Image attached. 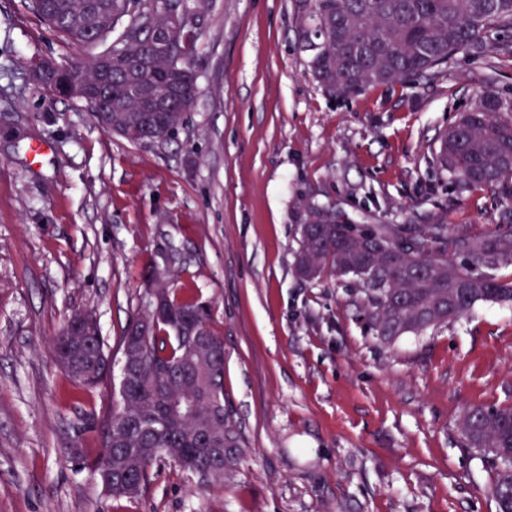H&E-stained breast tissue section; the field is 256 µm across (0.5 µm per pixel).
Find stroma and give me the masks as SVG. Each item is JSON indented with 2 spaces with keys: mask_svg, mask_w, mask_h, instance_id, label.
<instances>
[{
  "mask_svg": "<svg viewBox=\"0 0 512 512\" xmlns=\"http://www.w3.org/2000/svg\"><path fill=\"white\" fill-rule=\"evenodd\" d=\"M307 0H212L176 140L133 144L86 104L51 99L29 62L81 61L28 8L0 0V512H496L484 459L461 448L470 406L512 405V303L383 344L353 278L295 270L314 209L354 224L488 235L512 201L460 189L436 151L458 110L512 97V30L435 77L348 100L314 79L299 37ZM49 145L32 160L29 147ZM153 267L209 302L224 396L247 450L223 482L171 462L145 493L106 496L79 468L112 389L79 390L54 336L77 310L114 340Z\"/></svg>",
  "mask_w": 512,
  "mask_h": 512,
  "instance_id": "stroma-1",
  "label": "stroma"
}]
</instances>
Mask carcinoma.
<instances>
[{
  "label": "carcinoma",
  "instance_id": "obj_1",
  "mask_svg": "<svg viewBox=\"0 0 512 512\" xmlns=\"http://www.w3.org/2000/svg\"><path fill=\"white\" fill-rule=\"evenodd\" d=\"M176 4L195 22L180 26L162 42L148 10ZM208 0H30V8L61 39L78 47L106 42L112 49V84L100 97L102 128L132 143L173 139L184 127L197 96L190 63L197 50L198 21ZM512 28V0H310L300 36L312 47L315 80L333 98L348 99L366 86H393L438 74L458 52L483 54L488 32ZM104 52L80 62L56 64L47 95L81 98L80 88L95 82ZM148 57L157 83L176 80L180 94L172 111L144 112L134 71L118 66ZM512 99L485 92L457 115L440 139L437 162L467 189H490L512 200ZM464 261L458 263L457 256ZM512 266V212L490 236H452L432 224L411 232L393 224H304L296 270L308 280L327 275L353 277L364 288L376 338L398 337L445 325L478 302H512V282L492 271ZM168 276L151 268L145 275L149 299L154 281L163 315L151 330H139L143 308L131 316L113 345L105 343L92 313L71 319L53 339L55 357L84 389L114 378L112 412L102 423L104 454L91 464L104 493L132 499L147 488L151 467L170 461L180 468L221 481L236 468L245 441L224 399V339L209 328L210 312L167 287ZM198 327L210 338L200 351L183 332ZM178 396L196 407L183 415L170 408ZM208 430L224 435L226 452L210 456L199 441ZM459 431L465 449L480 454L492 471L489 493L497 512H512V406L464 410Z\"/></svg>",
  "mask_w": 512,
  "mask_h": 512
}]
</instances>
